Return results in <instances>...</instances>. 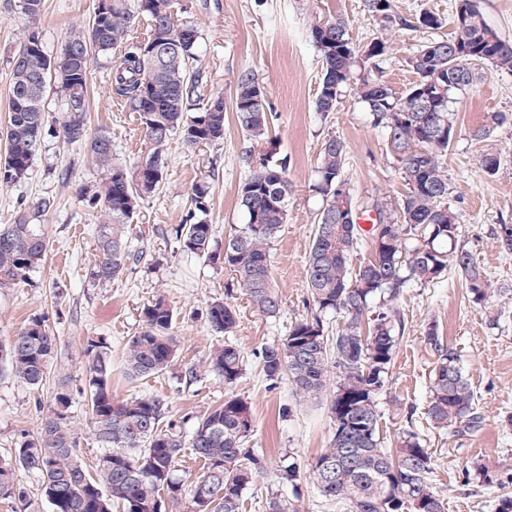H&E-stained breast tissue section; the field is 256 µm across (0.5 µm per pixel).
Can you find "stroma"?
<instances>
[{"instance_id":"stroma-1","label":"stroma","mask_w":512,"mask_h":512,"mask_svg":"<svg viewBox=\"0 0 512 512\" xmlns=\"http://www.w3.org/2000/svg\"><path fill=\"white\" fill-rule=\"evenodd\" d=\"M97 0H44L40 16L27 22L16 0H0V128L9 115L10 60L29 33H37L47 55H56L71 32L87 28ZM400 16L412 19L430 11L438 14V30L404 29L400 48L385 57L380 74L396 92H403L414 74L406 63L423 42L450 36L454 0H394ZM175 23L194 24L199 31L197 66L203 74L202 97L223 96L232 102L234 80L252 71L276 114L272 132L276 157L287 158L293 191L288 199V222L270 252L271 274L281 299L277 316L252 309L245 296L233 290L231 273L176 251L170 230L183 223L192 186L207 180L211 186L207 219L216 240L245 222L238 188L248 173L239 158L249 143L233 109H226L224 139L193 149L173 139L161 188L143 201L129 230L134 247L147 257L118 280L101 286L88 272L97 257L95 226L99 214L79 192L98 175L89 164L83 143L58 135L45 137L27 178L0 186V224H10L26 204L46 199L49 210L33 215L47 243L45 257L28 281L0 289V345L8 344L28 321L44 318L56 337L47 379L31 387L0 371V456L13 452L23 438L35 435L60 384L72 394L70 421L78 434V454L94 465L101 450L90 431L83 392L88 338H102L112 351V395L123 400L153 395L167 405L169 421L190 432L191 417L203 414L224 399L222 378L211 372L206 357L223 335L213 332L203 312L219 298L237 313L233 343L243 351L246 370L233 389L245 399L254 421L251 445L265 457L270 472L255 480L243 494V512H266L269 494L297 500L300 512H345L329 503L311 480L298 486L274 482L271 472L288 458L310 464L332 436L327 402L306 403L287 380L267 381L260 365L262 347L281 342L292 323L307 317L312 299L306 287V261L316 214L322 204L312 190L321 143L339 137L346 146L344 177L359 209L394 200L405 189L382 130L373 128L367 113L352 99H344L329 119H321L315 99L322 78L321 57L311 39L313 20L343 15L350 22L354 42L366 44L377 25L365 0H174ZM110 70L104 58L93 59L88 75L89 132L107 131L119 161L133 164L143 145V132L134 112L109 95ZM456 137L448 148V201L459 214L458 244L484 268L489 283L485 304H474L462 276L448 269L426 285L406 288L398 302L402 331L394 362L377 403L380 433L393 447L406 429L417 432L432 455V481L445 512H494L497 489L465 479L467 464L479 462L495 473L512 469V429L503 423L512 412V250L500 239L502 225H512V73L479 69L474 86L457 96ZM503 112L506 122L489 138L473 140L487 113ZM492 148L502 156L495 176H484L478 156ZM83 227L75 236V227ZM164 295L177 319L180 341L177 358L163 375L130 380L124 369L127 340L142 326L143 305ZM458 353L485 417L483 429L472 436H454L433 427L425 409L430 397L433 357L424 342L428 323ZM197 377L187 380L186 369Z\"/></svg>"}]
</instances>
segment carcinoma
Wrapping results in <instances>:
<instances>
[{
	"mask_svg": "<svg viewBox=\"0 0 512 512\" xmlns=\"http://www.w3.org/2000/svg\"><path fill=\"white\" fill-rule=\"evenodd\" d=\"M380 1L385 6H379ZM455 2L453 35L430 39L412 52L408 62L415 79L400 94L375 72L394 47L397 28L437 30L442 26L438 15L426 11L412 21L396 14L393 0H365L378 25V35L369 43L353 42L349 22L342 17L330 19L323 28L316 21L310 29L323 64L316 112L328 118L347 96L361 104L371 125L385 131L407 186L399 199L372 205L376 222L369 237L374 250L352 269L360 226L336 216V185L343 180L346 148L336 136L324 139L314 183L322 207L306 273L314 312L291 324L280 343L260 351L267 380L288 376L296 396L305 401L330 396V418L342 431L333 432L328 448L312 461L306 475L326 500L346 506L347 512H444L443 498L431 480L432 456L419 435L405 430L396 448L383 447L377 395L399 344L397 304L404 288L429 284L452 266L474 302H483L488 294L483 269L468 250L457 246L458 215L448 204V171L442 157L455 137V95L474 85L478 67L512 72V44L486 25L477 0ZM137 14L150 21L147 47L128 42ZM198 38L195 25L174 22L173 0H110L104 14L94 13L86 30L66 40L85 49L82 55L65 60L41 50L29 54L23 65H11L7 152L0 159V184H16L28 175L34 152L49 133L46 88L54 84L63 104L59 132L70 142L85 144L101 175L88 195L103 217L95 227L97 259L89 271L97 284L121 278L145 258L144 251L132 247L128 229L140 203L161 187L173 137L179 136L190 148L224 140V97L203 102L198 96L201 73L193 69ZM456 44L469 49L461 62L450 54ZM96 55L111 64V94L137 114L142 127L144 147L130 167L115 160L109 133L87 134V81L90 60ZM431 79L437 82L432 110L420 100V90ZM234 89L242 133L256 145L268 141L273 108L254 73L240 72ZM504 121L502 113H488L485 124L473 132L474 139H486ZM241 162L249 169L238 190L246 224L219 246L213 225L202 219L209 210L211 186L201 180L191 189L185 223L173 228L174 239L181 254L233 272V286L253 308L275 317L281 300L272 283L270 250L288 221V165L271 154L246 153ZM501 163L493 149L483 150L478 159L487 177L496 175ZM47 207L49 202L41 200L34 209L21 210L14 223L0 225V288L27 280L42 261L46 240L30 218L31 212ZM328 315L342 319L334 336L326 326ZM206 320L213 331L228 335L237 316L230 305L216 299L207 305ZM141 321L140 331L126 346V370L132 380L166 372L177 352L171 334L175 314L164 298L145 304ZM424 342L435 356L426 411L430 422L458 436L479 432L484 416L455 349L435 323L427 325ZM55 346L56 337L44 320L36 318L8 345L0 346V364L38 387L46 381ZM86 355L83 391L92 435L103 448L95 472L79 460V441L68 415L71 393L62 387L37 435L21 441L11 458L0 459V497H24L15 483L20 466L40 477L52 512H171L166 505L179 504L187 494L192 512H241L243 492L267 473V464L250 446L254 426L248 402L230 392L245 371L239 347L226 341L209 354V368L224 380L229 393L196 417L186 436L163 428L168 408L162 399L146 394L122 401L112 397V357L103 340H88ZM187 450L203 463L202 473L189 486L175 476ZM472 469L486 486L504 484L479 463ZM302 475L300 467L289 462L275 470L274 480L294 486Z\"/></svg>",
	"mask_w": 512,
	"mask_h": 512,
	"instance_id": "cac0c4a2",
	"label": "carcinoma"
}]
</instances>
